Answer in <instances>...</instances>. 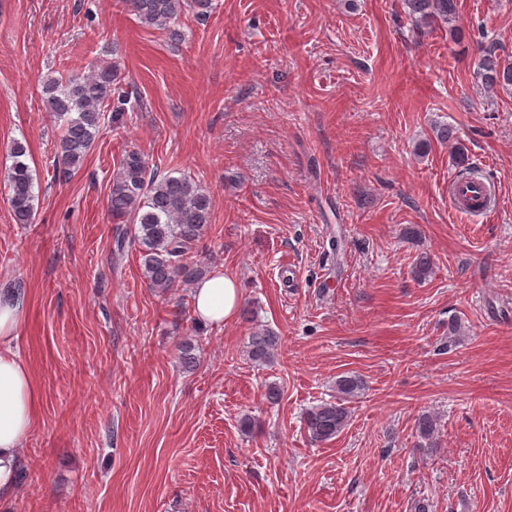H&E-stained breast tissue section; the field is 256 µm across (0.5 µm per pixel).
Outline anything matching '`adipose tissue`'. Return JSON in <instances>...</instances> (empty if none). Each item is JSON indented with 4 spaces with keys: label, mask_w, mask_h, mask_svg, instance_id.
<instances>
[{
    "label": "adipose tissue",
    "mask_w": 512,
    "mask_h": 512,
    "mask_svg": "<svg viewBox=\"0 0 512 512\" xmlns=\"http://www.w3.org/2000/svg\"><path fill=\"white\" fill-rule=\"evenodd\" d=\"M193 299L200 323L221 325L235 316L240 289L233 277L217 271L196 284ZM21 320L20 306L0 299V496L16 487L22 444L42 401L30 367L11 348Z\"/></svg>",
    "instance_id": "obj_1"
}]
</instances>
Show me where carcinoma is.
Here are the masks:
<instances>
[{"instance_id": "cac0c4a2", "label": "carcinoma", "mask_w": 512, "mask_h": 512, "mask_svg": "<svg viewBox=\"0 0 512 512\" xmlns=\"http://www.w3.org/2000/svg\"><path fill=\"white\" fill-rule=\"evenodd\" d=\"M140 24L157 30L168 39H181L182 16L192 14L199 20L210 16L214 0H122ZM409 16L416 28L436 22L449 23L457 9V0H406ZM478 75L489 89L512 86V62L500 61L488 51L479 58ZM119 74L110 63L91 61L87 71L66 78L51 76L42 85L41 101L46 111L62 121L59 139L65 172L79 167L94 144L105 119V112L125 111L130 98L120 91ZM436 137L451 145L454 162L463 167L462 175L471 176L466 147L448 126L436 130ZM12 164L7 171L8 200L13 219L30 224L34 212V176L27 162L28 148L16 140L10 146ZM114 220L136 224L130 239L117 237V251L125 245L138 249L144 278L153 288L165 291L178 281H194L202 270L188 262L195 242L208 228L212 199L192 177L161 175L148 170L141 154L128 151L120 160L108 196ZM279 337L269 329H254L247 342L249 359L267 363L277 353ZM365 387L353 373L336 379V397L307 410L304 424L308 439L321 444L335 438L348 425L349 403ZM417 438L432 446L438 435V422L430 412L415 420Z\"/></svg>"}]
</instances>
